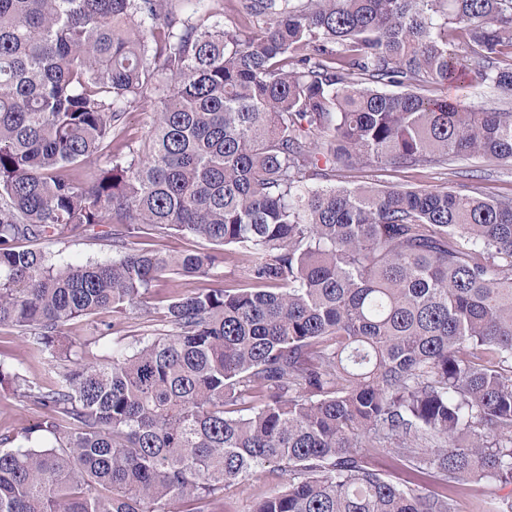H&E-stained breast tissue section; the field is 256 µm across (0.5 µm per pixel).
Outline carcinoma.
Returning <instances> with one entry per match:
<instances>
[{
	"mask_svg": "<svg viewBox=\"0 0 512 512\" xmlns=\"http://www.w3.org/2000/svg\"><path fill=\"white\" fill-rule=\"evenodd\" d=\"M206 2L0 0V327L50 366L0 362L43 410L0 434V512H207L266 466L252 512H456L458 485H512V197L323 185L512 165V111L421 93L512 98V0H240L233 28L198 23ZM145 100L144 139L85 170ZM94 224L109 262L18 246ZM147 226L243 250L248 286L174 296L170 329L93 361L112 325L75 347L69 322L217 275L138 246ZM421 92L426 96H445L455 97L464 95L465 102L474 105L477 108L485 110H502L512 108V99L503 96L498 91L473 83V86L466 89H457L455 87H444L433 83H425ZM367 460L385 479L399 484L409 485V475L403 462L398 461L382 448H366Z\"/></svg>",
	"mask_w": 512,
	"mask_h": 512,
	"instance_id": "carcinoma-1",
	"label": "carcinoma"
}]
</instances>
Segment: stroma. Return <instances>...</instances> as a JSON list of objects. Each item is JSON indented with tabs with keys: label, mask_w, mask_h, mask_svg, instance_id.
<instances>
[{
	"label": "stroma",
	"mask_w": 512,
	"mask_h": 512,
	"mask_svg": "<svg viewBox=\"0 0 512 512\" xmlns=\"http://www.w3.org/2000/svg\"><path fill=\"white\" fill-rule=\"evenodd\" d=\"M422 92L427 96H463L467 103L485 110L512 108V99L482 85L460 90L433 83H425ZM336 185L354 187L409 186L422 189L448 188L463 194L485 197H512V166L481 157H457L436 166L391 167L368 163L340 166L336 169ZM112 227L98 224L86 229L66 232L46 244L55 262L61 265L87 261L108 262L112 259ZM243 268L237 255L227 254L217 276L210 278H181L173 276L154 282L146 304L121 312H100L99 320L111 324L97 356L107 355L116 345L128 347L143 335L162 331L166 327L164 307L171 296L193 288H221L243 279ZM0 363L21 373L33 382H42L49 376L47 364L30 357L25 334L15 328H0ZM41 413L14 395L10 385L0 386V433L16 432L35 425ZM280 482L268 469H258L245 485L232 489L216 505V512H251L254 502L278 489Z\"/></svg>",
	"instance_id": "35a3bbf8"
}]
</instances>
